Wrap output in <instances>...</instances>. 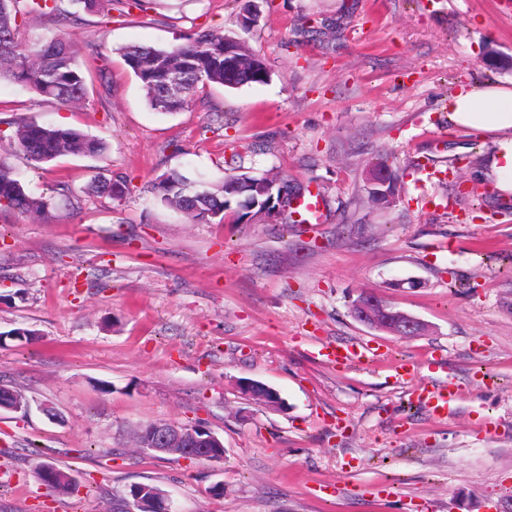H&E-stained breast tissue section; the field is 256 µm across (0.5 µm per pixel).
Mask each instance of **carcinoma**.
I'll list each match as a JSON object with an SVG mask.
<instances>
[{
    "mask_svg": "<svg viewBox=\"0 0 512 512\" xmlns=\"http://www.w3.org/2000/svg\"><path fill=\"white\" fill-rule=\"evenodd\" d=\"M94 13L107 9L106 16L117 12L129 14L131 8L141 9L147 0H0V83L19 85L29 91L33 100H53L64 109L86 105V78L78 62L74 42L64 33L51 38L28 35L32 18L76 23L80 17L68 11L65 3ZM235 44L232 57L224 55V46ZM127 66L138 78L147 103L158 113L178 112L189 99L211 84L228 88L265 84L271 72L265 61L251 51L231 32L203 31L183 37L168 47L128 44L120 48ZM11 147L30 165L41 167L65 156H96L107 149V143L80 130L38 123L27 118L12 122ZM375 185L372 194L382 203H391L395 186L382 163L372 170ZM277 182L287 195L297 192L286 178L255 177L240 174L223 178L219 183L192 180L178 171L159 176L153 183L155 198L175 208L194 222L224 223L225 212L231 210L241 222L247 213L237 209L238 201L250 196L264 200L262 184ZM128 189V177L94 179L88 191L121 201ZM72 190L65 182L54 185L48 195L29 191L16 169L0 156V211L17 210L45 219L59 203L71 202ZM43 485L61 495L77 491L73 475L49 465L38 467Z\"/></svg>",
    "mask_w": 512,
    "mask_h": 512,
    "instance_id": "1",
    "label": "carcinoma"
}]
</instances>
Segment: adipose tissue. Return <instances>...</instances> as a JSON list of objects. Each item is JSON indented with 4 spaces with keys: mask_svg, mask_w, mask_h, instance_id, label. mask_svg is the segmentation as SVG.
<instances>
[{
    "mask_svg": "<svg viewBox=\"0 0 512 512\" xmlns=\"http://www.w3.org/2000/svg\"><path fill=\"white\" fill-rule=\"evenodd\" d=\"M448 121L493 137V151L480 176L501 197L512 196V87L477 82L449 95Z\"/></svg>",
    "mask_w": 512,
    "mask_h": 512,
    "instance_id": "ef3b65f1",
    "label": "adipose tissue"
}]
</instances>
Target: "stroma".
Listing matches in <instances>:
<instances>
[{"label": "stroma", "instance_id": "stroma-1", "mask_svg": "<svg viewBox=\"0 0 512 512\" xmlns=\"http://www.w3.org/2000/svg\"><path fill=\"white\" fill-rule=\"evenodd\" d=\"M256 2L247 30L240 0L81 13L64 28L80 109L0 86V133L24 116L110 144L33 171L0 140L30 191L62 180L74 194L46 220L0 213V381L28 402L0 412V512H115L136 484L180 512H512V202L479 177L491 139L444 110L462 84L512 85V0ZM201 30L238 33L270 82L154 112L120 47ZM380 162L389 205L371 195ZM172 169L284 177L321 191L322 219L193 223L150 192ZM115 173L130 178L123 201L88 193ZM363 292L427 331L357 322ZM19 327L36 340H13ZM352 344L377 353L344 370L318 357ZM405 362L413 375L397 377ZM249 379L281 405L243 394ZM420 384L457 389L452 412L411 404ZM154 422L212 430L223 461L135 448ZM42 462L79 493L46 489Z\"/></svg>", "mask_w": 512, "mask_h": 512}]
</instances>
